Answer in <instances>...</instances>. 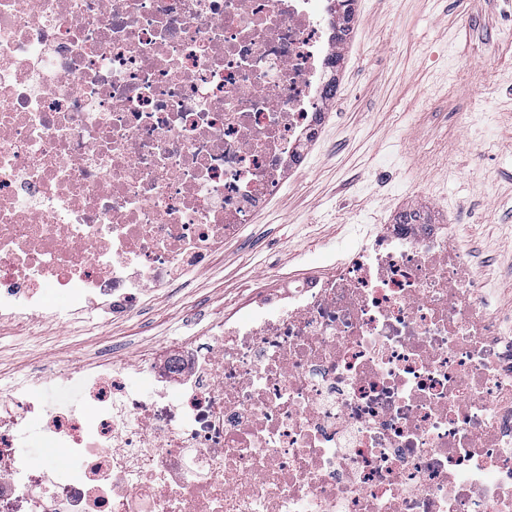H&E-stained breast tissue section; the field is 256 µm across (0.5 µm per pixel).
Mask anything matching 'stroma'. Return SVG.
Listing matches in <instances>:
<instances>
[{
	"instance_id": "1",
	"label": "stroma",
	"mask_w": 512,
	"mask_h": 512,
	"mask_svg": "<svg viewBox=\"0 0 512 512\" xmlns=\"http://www.w3.org/2000/svg\"><path fill=\"white\" fill-rule=\"evenodd\" d=\"M355 4L322 136L243 239L125 319L99 305L73 313L45 290L52 316L38 335L0 331L1 377L20 382L34 365L94 357L106 340L120 361L202 335L289 277L320 274L330 249L353 250V225L378 213L393 222L417 202L444 224L470 209L460 231L493 259L486 275L512 266V0Z\"/></svg>"
}]
</instances>
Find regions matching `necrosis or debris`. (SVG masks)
I'll use <instances>...</instances> for the list:
<instances>
[{
	"label": "necrosis or debris",
	"mask_w": 512,
	"mask_h": 512,
	"mask_svg": "<svg viewBox=\"0 0 512 512\" xmlns=\"http://www.w3.org/2000/svg\"><path fill=\"white\" fill-rule=\"evenodd\" d=\"M326 0H0V326L203 270L317 140ZM359 246L171 355L0 381V512H512V310L453 224ZM134 380L148 389L131 388ZM83 389L82 413L33 394ZM43 424L42 465L16 456Z\"/></svg>",
	"instance_id": "1"
}]
</instances>
